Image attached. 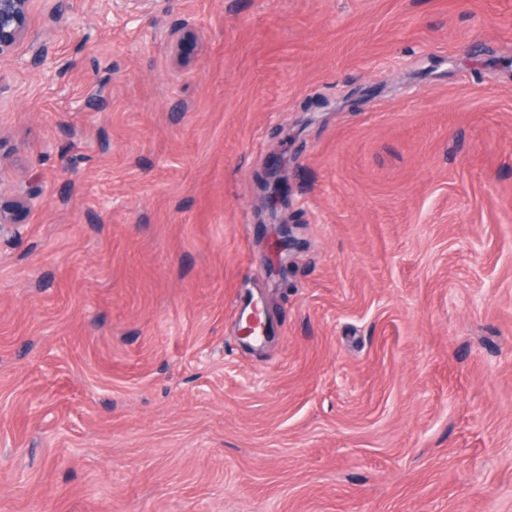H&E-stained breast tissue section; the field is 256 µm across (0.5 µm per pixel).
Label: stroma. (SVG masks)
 Segmentation results:
<instances>
[{"mask_svg":"<svg viewBox=\"0 0 512 512\" xmlns=\"http://www.w3.org/2000/svg\"><path fill=\"white\" fill-rule=\"evenodd\" d=\"M112 3L0 55V512H512V0ZM35 197L33 195H14L9 200L4 201L2 190L0 191V236L11 231L13 224H17L13 220L14 211L19 208H29L35 205Z\"/></svg>","mask_w":512,"mask_h":512,"instance_id":"obj_1","label":"stroma"}]
</instances>
